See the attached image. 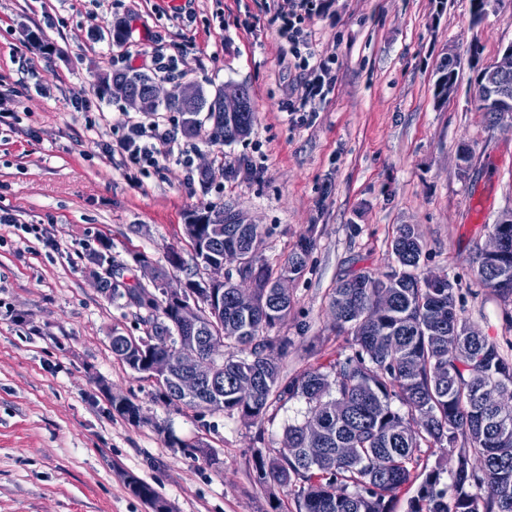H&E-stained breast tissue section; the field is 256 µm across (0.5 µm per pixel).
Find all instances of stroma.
Listing matches in <instances>:
<instances>
[{"instance_id": "stroma-1", "label": "stroma", "mask_w": 512, "mask_h": 512, "mask_svg": "<svg viewBox=\"0 0 512 512\" xmlns=\"http://www.w3.org/2000/svg\"><path fill=\"white\" fill-rule=\"evenodd\" d=\"M0 0V512H152L129 477L170 512H297L293 487L261 483L253 459L283 445L304 401L275 400L261 419L156 402L155 383L113 357L110 336L143 335L147 309L108 298L87 254L109 244L120 277L189 254L184 226L205 204L232 206L267 235L281 264L314 246L288 286L291 307L270 337H288L283 373L350 353L329 301L339 280L388 270L401 224L416 225L424 272L459 284L460 315L512 360V304L474 277L492 226L512 210V128L474 104L475 78L512 42V0L473 21L469 0H330L306 27L335 48V83L316 111L289 113L304 76L269 24L272 0ZM182 60L211 96L241 85L256 114L229 145L193 137L194 170L224 156L209 185L174 161L143 167L106 145L128 110L101 96L112 57L140 50ZM460 60L442 97L438 69ZM88 101L77 112L72 98ZM471 167L457 168L460 147ZM130 399L140 422L116 412Z\"/></svg>"}]
</instances>
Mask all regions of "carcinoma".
Instances as JSON below:
<instances>
[{
    "mask_svg": "<svg viewBox=\"0 0 512 512\" xmlns=\"http://www.w3.org/2000/svg\"><path fill=\"white\" fill-rule=\"evenodd\" d=\"M150 82L140 73L107 74L102 93L122 94L128 87ZM167 109L183 115L185 132L202 128L197 116L208 112V140L230 144L250 133L255 113L247 98L241 133L224 122L220 95L198 91L192 102L174 101ZM186 225L195 270H207L226 247L246 253V272L253 282V303L241 310L233 289H224L220 320H205L197 344L211 354V341L231 349L213 376L215 390L186 395L172 379L159 382V399L199 410L236 411L261 418L274 400L301 398L304 419L285 427L284 446L272 456H255L263 481L298 487V512H392L406 487L417 485L409 512H512V415H500L499 399L512 390V362L499 354L487 337L459 313L458 283L434 284L422 274L424 245L418 231L402 224L391 242L389 270L375 276L360 272L341 280L331 296L330 310L337 333L352 337V353L329 364L282 377L286 337L273 340L264 332L288 315L291 299L273 296L274 282L306 269L312 239L305 237L282 265L263 255L265 231L258 224L224 223V207L210 205L192 214ZM477 280L503 301L512 302V227L509 244L496 259L477 256ZM101 290L112 299L154 312L147 336L134 338L119 331L110 336L113 356L131 370L150 373L159 361H172L180 333L177 307L158 295L159 288L139 285L120 289L119 281L103 280ZM391 293L389 310L380 312L375 296ZM399 406H394V403ZM112 408L134 421L137 406L112 397ZM316 424L322 434L305 435ZM451 448L452 470L421 466V449ZM451 472V482L444 474ZM131 491L152 507L169 512L150 485L135 478Z\"/></svg>",
    "mask_w": 512,
    "mask_h": 512,
    "instance_id": "carcinoma-1",
    "label": "carcinoma"
}]
</instances>
